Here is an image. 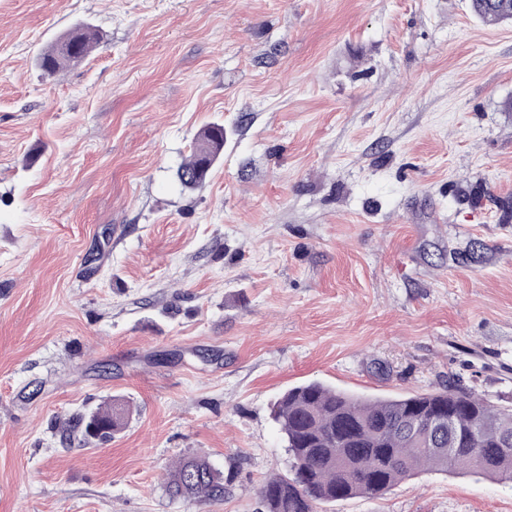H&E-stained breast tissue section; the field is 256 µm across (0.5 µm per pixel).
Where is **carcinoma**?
<instances>
[{
    "label": "carcinoma",
    "instance_id": "obj_1",
    "mask_svg": "<svg viewBox=\"0 0 512 512\" xmlns=\"http://www.w3.org/2000/svg\"><path fill=\"white\" fill-rule=\"evenodd\" d=\"M489 23H512V0H470ZM98 35L80 27L38 54L49 74L91 53ZM224 148V126L196 137L178 170L186 188L206 177ZM113 402L95 412L111 432L127 418ZM296 471L273 473L258 489V512H322L321 506L357 496L377 497L426 472H458L512 481V409L501 408L456 383L398 397L359 396L321 382L287 389L272 405ZM167 491L187 503L224 500V472L208 459L179 460Z\"/></svg>",
    "mask_w": 512,
    "mask_h": 512
}]
</instances>
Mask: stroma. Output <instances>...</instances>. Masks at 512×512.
Returning a JSON list of instances; mask_svg holds the SVG:
<instances>
[{
  "mask_svg": "<svg viewBox=\"0 0 512 512\" xmlns=\"http://www.w3.org/2000/svg\"><path fill=\"white\" fill-rule=\"evenodd\" d=\"M509 100L512 24L470 0H0V512H257L311 381L512 406ZM117 399L110 440L74 431ZM190 454L223 501L169 498ZM325 512H512V483ZM97 42L98 35L89 27L77 28L42 50L37 57L39 66L44 72L54 74L88 56ZM224 148V126L211 124L196 137L191 158L178 170V179L185 188H194L206 177Z\"/></svg>",
  "mask_w": 512,
  "mask_h": 512,
  "instance_id": "35a3bbf8",
  "label": "stroma"
}]
</instances>
